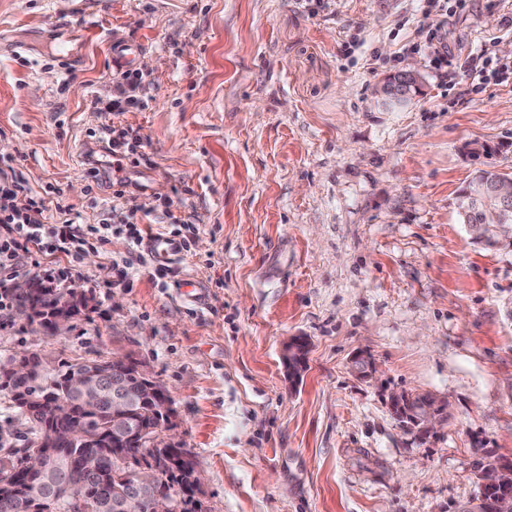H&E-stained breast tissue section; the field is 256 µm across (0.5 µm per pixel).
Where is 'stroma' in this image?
<instances>
[{
    "mask_svg": "<svg viewBox=\"0 0 512 512\" xmlns=\"http://www.w3.org/2000/svg\"><path fill=\"white\" fill-rule=\"evenodd\" d=\"M97 7L92 23L77 4ZM423 0H0V160L43 201L48 224H109L112 155L141 225L194 232L157 263L125 235L84 253L65 284L89 299L68 335L0 321V359L51 364L131 354L169 391L167 429L204 485L202 512H455L474 464L512 460V250L474 243L456 216L475 172L512 174V83L475 89L481 46L507 57L512 9L469 0L444 19L456 67L408 46ZM136 45L128 66L118 47ZM415 69L426 93L380 106L383 75ZM142 79L145 108L102 110L112 80ZM491 156L471 155L474 146ZM101 161L91 174L86 160ZM133 266L120 284L100 269ZM192 278L205 307L178 293ZM309 342L288 379L289 338ZM378 365L359 376L351 357ZM448 403L420 441L391 392ZM130 135L129 130H122L116 133L112 129V161H113V177H112V202H119V205H127L131 196L127 190L129 184L123 177H114V172H120L126 166H136L139 163L141 153L137 152V148L143 147L142 138L136 136L131 138L134 142L127 138ZM125 162V163H124Z\"/></svg>",
    "mask_w": 512,
    "mask_h": 512,
    "instance_id": "35a3bbf8",
    "label": "stroma"
}]
</instances>
